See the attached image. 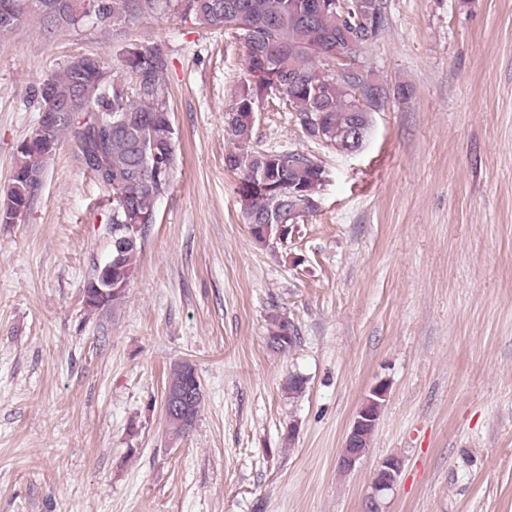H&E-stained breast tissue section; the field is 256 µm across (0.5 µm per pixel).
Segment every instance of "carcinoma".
<instances>
[{
  "instance_id": "obj_1",
  "label": "carcinoma",
  "mask_w": 512,
  "mask_h": 512,
  "mask_svg": "<svg viewBox=\"0 0 512 512\" xmlns=\"http://www.w3.org/2000/svg\"><path fill=\"white\" fill-rule=\"evenodd\" d=\"M28 0H0L15 16L0 18V34L17 28L31 15ZM43 34L78 27L95 16L118 37L145 16H191L209 29L235 33L245 49L246 76L224 113V132L235 145L227 166L239 173L244 223L253 240L267 243L270 224H291L316 211L325 170L297 150L257 151L250 147L253 112L275 97L295 113L310 139L333 146L347 140L357 151L371 126V114L384 107L387 88L365 74L339 77L330 69L336 50L356 57L360 46L383 26L381 0H350L336 17L335 0L306 21L308 0H39ZM168 56L157 47L126 45L122 69L129 83L111 75L96 53L70 57L33 88L38 128L17 146V160L0 207V224H12L29 210L55 154L60 138L70 133L84 165L112 194V251L84 286L88 310L106 311L124 297L138 269L143 236L129 237V224H153L155 204L168 190L179 156L164 82ZM297 330L276 311L267 316V345L278 352L293 346ZM165 388L190 394L192 420L165 419L169 434L180 438L194 429L202 406V388L193 367L174 364Z\"/></svg>"
}]
</instances>
